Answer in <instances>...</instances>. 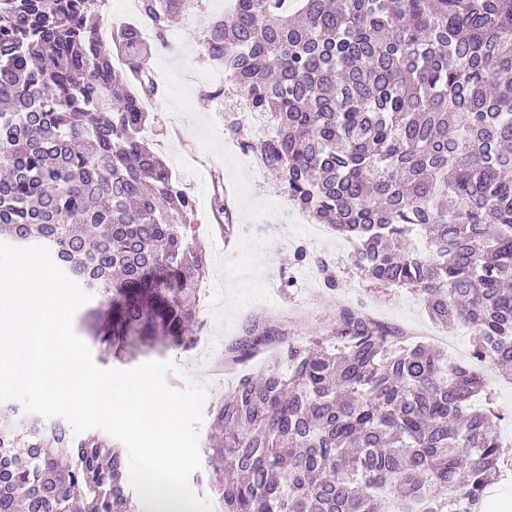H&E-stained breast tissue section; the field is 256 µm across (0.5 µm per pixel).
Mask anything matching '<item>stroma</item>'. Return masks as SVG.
I'll return each instance as SVG.
<instances>
[{
  "mask_svg": "<svg viewBox=\"0 0 512 512\" xmlns=\"http://www.w3.org/2000/svg\"><path fill=\"white\" fill-rule=\"evenodd\" d=\"M226 7L227 0H199L196 16L173 21L166 32L167 47L153 46L147 59L161 89L146 104L152 124L145 137L194 198L188 237L200 243L208 257L198 305L208 311L203 334L211 350L198 359L180 350L165 352V359L181 367L166 374L167 386L179 390L187 379H194L207 387L206 404L211 407L240 376L265 369L268 361L261 355L232 369H216L226 347L254 316L308 340L329 334L341 310L348 309L430 342L451 361L471 362L472 339L461 324H437L411 290L370 281L344 252L343 238L330 237L325 256L306 247L314 221L302 212L283 219L290 204L278 192L275 175L249 174L238 149L229 147L224 126L243 120L242 99L225 87L223 70L211 65L200 47L206 20L224 14ZM217 177L233 202L234 230L227 248L221 244L224 227L213 207ZM301 246L307 258L299 263L294 251ZM321 258L335 269L338 288L324 286L316 266ZM483 371L487 388L482 403L500 414L497 432L503 444L512 446V379L489 365Z\"/></svg>",
  "mask_w": 512,
  "mask_h": 512,
  "instance_id": "1",
  "label": "stroma"
}]
</instances>
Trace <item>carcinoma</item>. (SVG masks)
<instances>
[{
    "label": "carcinoma",
    "instance_id": "obj_1",
    "mask_svg": "<svg viewBox=\"0 0 512 512\" xmlns=\"http://www.w3.org/2000/svg\"><path fill=\"white\" fill-rule=\"evenodd\" d=\"M97 0H0V241L43 245L98 296L83 320L109 358L186 351L206 254L195 200L140 138L157 91L138 27ZM235 0L202 50L271 133L227 136L266 162L370 279L465 323L477 364L512 368V0ZM187 0H140L158 41ZM224 234L233 211L222 192ZM427 232L428 248L411 243ZM272 364L212 409L204 472L224 512H485L504 448L485 383L430 344L354 312L307 341L254 317L232 361ZM0 512H139L121 445L0 408ZM118 1L119 0H98L96 13L100 30L102 28H108L112 33V27L119 25L113 24V20L121 24L123 23L121 19L116 18V16L121 13V4Z\"/></svg>",
    "mask_w": 512,
    "mask_h": 512
}]
</instances>
